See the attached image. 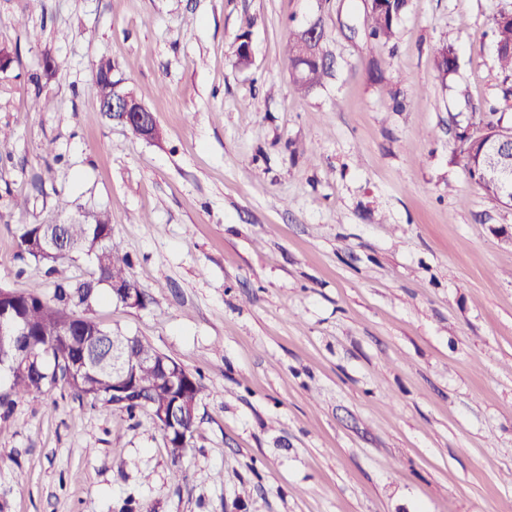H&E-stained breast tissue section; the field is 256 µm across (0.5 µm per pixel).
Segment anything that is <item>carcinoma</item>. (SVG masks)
Segmentation results:
<instances>
[{
	"instance_id": "1",
	"label": "carcinoma",
	"mask_w": 512,
	"mask_h": 512,
	"mask_svg": "<svg viewBox=\"0 0 512 512\" xmlns=\"http://www.w3.org/2000/svg\"><path fill=\"white\" fill-rule=\"evenodd\" d=\"M383 5L371 15L368 36L386 45L394 36L395 26L408 7V0H381ZM496 59L500 69L512 76V20L500 18L494 27ZM308 54L306 43L294 32L285 46L289 65ZM436 66L442 77L456 72L458 60L451 41L435 48ZM309 70L293 80L294 92L307 94L322 84L329 69L318 59L307 60ZM99 100L112 95V62H100L95 80ZM498 108L492 106L475 119L481 127L477 135H457L453 156L462 163L469 178L481 186L486 195L506 205L512 198V174L496 180L487 176L488 141L501 131ZM52 224H20L16 228V257L33 259L46 267L52 279L53 293L42 286L19 293L6 289L0 296V311L21 318L24 330L17 336L0 338V362L19 364L12 372L9 388L0 393V406L9 407L15 400L30 394H46L61 387L78 399H89L101 410L118 408L133 417L144 412L152 417L169 442L173 476L183 475L181 458L195 428L198 405L204 385L174 358L154 366L145 360L156 350L138 337L126 359L128 371L112 376V355L105 349V330L90 316L102 294L124 303L123 292L139 287L130 275L128 255L112 235V221L106 211L91 213L88 222H74L63 227V244L52 253L46 243L54 237ZM93 261V270L85 279L65 275L80 257ZM174 401L184 405L185 418L177 425L164 419L165 409Z\"/></svg>"
}]
</instances>
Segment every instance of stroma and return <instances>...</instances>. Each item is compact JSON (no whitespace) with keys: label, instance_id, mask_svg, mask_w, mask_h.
<instances>
[{"label":"stroma","instance_id":"stroma-1","mask_svg":"<svg viewBox=\"0 0 512 512\" xmlns=\"http://www.w3.org/2000/svg\"><path fill=\"white\" fill-rule=\"evenodd\" d=\"M511 11L409 0L382 46L369 0H0V283L46 280L17 225L108 210L147 303L92 317L205 386L179 479L148 414L63 390L0 410V512H503L512 207L452 148L489 103L512 124ZM316 20L333 71L301 97L284 47ZM104 59L155 139L100 116ZM496 59L500 69L512 76V20L500 18L494 27ZM436 66L443 78H447L449 74L456 72L458 68V60L455 54L453 44L448 39L441 42L435 48Z\"/></svg>","mask_w":512,"mask_h":512}]
</instances>
